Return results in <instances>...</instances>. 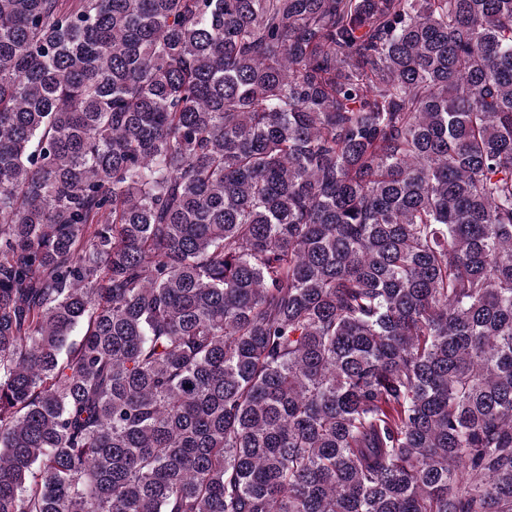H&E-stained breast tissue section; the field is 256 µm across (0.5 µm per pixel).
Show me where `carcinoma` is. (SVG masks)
Masks as SVG:
<instances>
[{"mask_svg":"<svg viewBox=\"0 0 512 512\" xmlns=\"http://www.w3.org/2000/svg\"><path fill=\"white\" fill-rule=\"evenodd\" d=\"M0 512H512V0H0Z\"/></svg>","mask_w":512,"mask_h":512,"instance_id":"carcinoma-1","label":"carcinoma"}]
</instances>
